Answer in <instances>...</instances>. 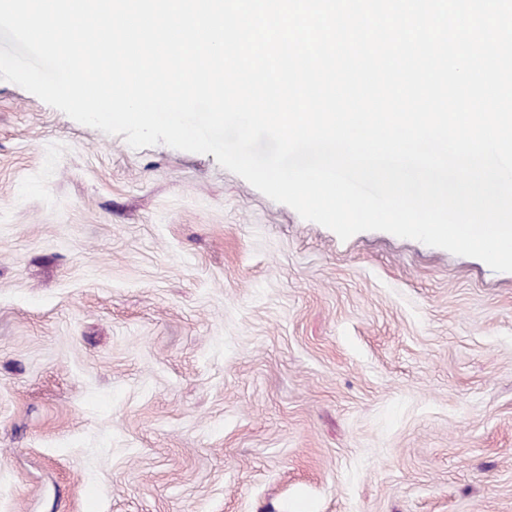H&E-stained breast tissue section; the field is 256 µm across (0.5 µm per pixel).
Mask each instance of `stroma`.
<instances>
[{
  "label": "stroma",
  "mask_w": 512,
  "mask_h": 512,
  "mask_svg": "<svg viewBox=\"0 0 512 512\" xmlns=\"http://www.w3.org/2000/svg\"><path fill=\"white\" fill-rule=\"evenodd\" d=\"M298 503L512 512V272L0 80V512Z\"/></svg>",
  "instance_id": "1"
}]
</instances>
